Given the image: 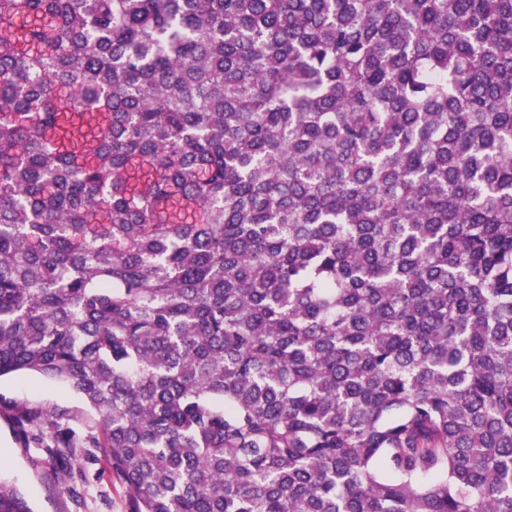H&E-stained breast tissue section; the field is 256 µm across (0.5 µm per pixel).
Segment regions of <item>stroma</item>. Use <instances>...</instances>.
<instances>
[{
  "mask_svg": "<svg viewBox=\"0 0 512 512\" xmlns=\"http://www.w3.org/2000/svg\"><path fill=\"white\" fill-rule=\"evenodd\" d=\"M66 410L74 434L75 455L61 458L49 450L45 425L18 428L20 410ZM96 416L81 398L57 381L35 374L0 379V479L9 481L28 500L33 512H127V488L109 469L101 449Z\"/></svg>",
  "mask_w": 512,
  "mask_h": 512,
  "instance_id": "obj_1",
  "label": "stroma"
}]
</instances>
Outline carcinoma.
<instances>
[{
  "label": "carcinoma",
  "instance_id": "1",
  "mask_svg": "<svg viewBox=\"0 0 512 512\" xmlns=\"http://www.w3.org/2000/svg\"><path fill=\"white\" fill-rule=\"evenodd\" d=\"M27 373L128 512H512V0H0Z\"/></svg>",
  "mask_w": 512,
  "mask_h": 512
}]
</instances>
